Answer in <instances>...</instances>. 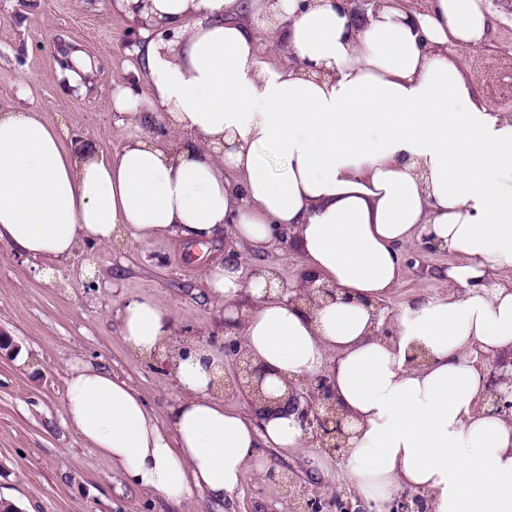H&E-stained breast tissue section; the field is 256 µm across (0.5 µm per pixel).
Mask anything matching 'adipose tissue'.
I'll use <instances>...</instances> for the list:
<instances>
[{
    "label": "adipose tissue",
    "mask_w": 512,
    "mask_h": 512,
    "mask_svg": "<svg viewBox=\"0 0 512 512\" xmlns=\"http://www.w3.org/2000/svg\"><path fill=\"white\" fill-rule=\"evenodd\" d=\"M156 33L142 49L147 96L113 93L125 143L105 155L64 147L37 108L0 110V241L53 260L80 245L193 244L230 234L252 250L287 232L302 278L334 289L306 306L282 298L279 272L248 274L236 256L207 266L224 308L282 396L329 374L344 418V476L371 512L396 493H427L428 512H512V421L479 408L478 356L512 353V118L487 112L449 46L480 47L485 0H114ZM177 41L165 40V33ZM292 57L261 61V33ZM162 121L182 144L151 138ZM460 258L458 294L383 302L406 270L402 243ZM131 355L159 360L182 396L167 425L142 395L90 361L70 368L68 424L123 482L178 505L222 504L263 448H296L295 415L226 409L220 358L174 341V319L146 297L119 311Z\"/></svg>",
    "instance_id": "ef3b65f1"
}]
</instances>
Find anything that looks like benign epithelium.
Returning a JSON list of instances; mask_svg holds the SVG:
<instances>
[{
	"label": "benign epithelium",
	"mask_w": 512,
	"mask_h": 512,
	"mask_svg": "<svg viewBox=\"0 0 512 512\" xmlns=\"http://www.w3.org/2000/svg\"><path fill=\"white\" fill-rule=\"evenodd\" d=\"M224 352L235 357V362L238 365L237 391L247 396L256 413L262 415L266 412L280 413L285 410L293 413L304 425L312 428L317 435L333 440L331 447L338 452L341 451L342 445L336 441V438L343 430L342 418L336 410V397L328 375L319 374L307 379L303 392L294 391L281 399L257 402L255 396L262 395L261 387L266 373L245 356L237 337L231 336L225 340ZM490 396H492V409L508 418L511 417L512 374L500 376Z\"/></svg>",
	"instance_id": "1"
}]
</instances>
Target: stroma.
I'll use <instances>...</instances> for the list:
<instances>
[{
    "label": "stroma",
    "mask_w": 512,
    "mask_h": 512,
    "mask_svg": "<svg viewBox=\"0 0 512 512\" xmlns=\"http://www.w3.org/2000/svg\"><path fill=\"white\" fill-rule=\"evenodd\" d=\"M112 0H0V108L33 106L43 120L63 128L68 141L99 142L117 153L112 131L115 84L136 81L144 27L116 13ZM494 30L476 50L448 53L474 82L486 111L512 116V0H485ZM83 53L94 64L85 82L66 86L56 61L58 46ZM136 91L147 95L145 82ZM401 250L406 273L387 305L435 295L455 286L440 270L457 263L451 253L427 251L412 238ZM236 253L245 269L277 267L283 287L295 288L299 255L272 247L252 252L232 238L190 256L186 242L159 235L147 243L114 242L80 247L71 257L45 263L17 255L0 243V335L12 346L0 351V499L26 512H311L313 499L349 500L341 455L324 453L315 436L298 448H266L265 472L246 469L240 485L216 507L203 495L176 507L138 488L116 491L120 477L109 460L89 451L63 424L62 402L70 366L93 359L112 369L144 396L150 413L167 422L181 397L159 363L131 356L119 331L118 310L131 296H145L171 313L177 339L194 336L222 354L226 407L253 416L235 393V362L224 353V314L203 292L204 266ZM292 475L286 490L282 474Z\"/></svg>",
    "instance_id": "stroma-1"
}]
</instances>
